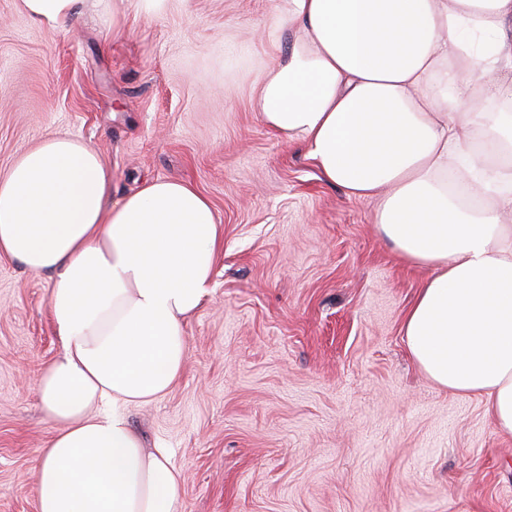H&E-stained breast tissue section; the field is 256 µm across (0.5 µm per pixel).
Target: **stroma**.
<instances>
[{"label":"stroma","instance_id":"1","mask_svg":"<svg viewBox=\"0 0 512 512\" xmlns=\"http://www.w3.org/2000/svg\"><path fill=\"white\" fill-rule=\"evenodd\" d=\"M119 32L0 0V175L51 133L81 139L112 196L191 182L224 227L178 382L126 408L181 476L182 512H512V438L412 362L404 317L430 269L401 262L375 201L267 128L252 89L280 0H176ZM50 278L0 257V512H36L55 428L35 379L60 351Z\"/></svg>","mask_w":512,"mask_h":512}]
</instances>
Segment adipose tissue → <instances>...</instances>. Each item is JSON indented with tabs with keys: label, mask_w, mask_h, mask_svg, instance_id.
Returning a JSON list of instances; mask_svg holds the SVG:
<instances>
[{
	"label": "adipose tissue",
	"mask_w": 512,
	"mask_h": 512,
	"mask_svg": "<svg viewBox=\"0 0 512 512\" xmlns=\"http://www.w3.org/2000/svg\"><path fill=\"white\" fill-rule=\"evenodd\" d=\"M57 28L109 0H20ZM285 53L255 89L261 121L304 144L328 182L377 202L378 232L433 271L406 313L416 366L478 397L512 437V0H282ZM224 245L192 184L112 197L83 141L44 137L0 177V256L54 277L61 352L36 385L57 432L37 460V512H180L181 480L123 407L180 378L184 326Z\"/></svg>",
	"instance_id": "obj_1"
}]
</instances>
